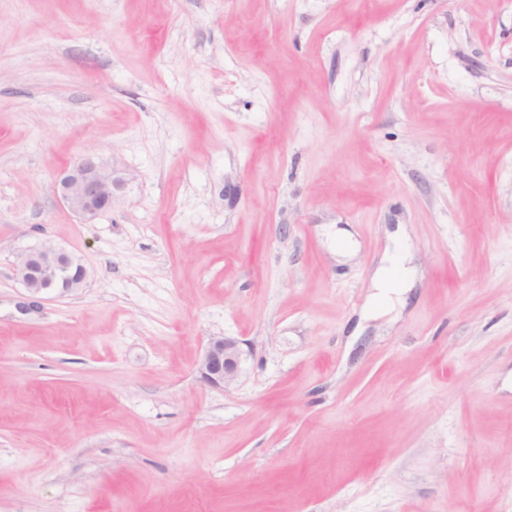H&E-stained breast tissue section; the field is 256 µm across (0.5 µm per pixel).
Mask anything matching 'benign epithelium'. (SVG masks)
<instances>
[{
    "mask_svg": "<svg viewBox=\"0 0 512 512\" xmlns=\"http://www.w3.org/2000/svg\"><path fill=\"white\" fill-rule=\"evenodd\" d=\"M117 188L112 165L95 151L84 153L54 184L62 202L86 221L112 210ZM14 272L31 295L74 293L85 287L89 276L80 257L46 243L20 253ZM242 356L237 339L214 336L199 360L198 372L210 386L225 389L238 378Z\"/></svg>",
    "mask_w": 512,
    "mask_h": 512,
    "instance_id": "7a95c632",
    "label": "benign epithelium"
}]
</instances>
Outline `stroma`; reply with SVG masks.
I'll list each match as a JSON object with an SVG mask.
<instances>
[{"label":"stroma","instance_id":"1","mask_svg":"<svg viewBox=\"0 0 512 512\" xmlns=\"http://www.w3.org/2000/svg\"><path fill=\"white\" fill-rule=\"evenodd\" d=\"M0 512H512V0H0ZM119 184L112 165L95 151H87L55 182L54 190L74 213L86 221L112 209ZM14 272L31 295L74 293L85 287L89 276L80 257L46 243L20 253ZM384 261L392 266L401 267L404 273L402 279H393L386 274V267H381L372 279V287L375 289L373 297L376 303L388 308L400 299L403 289L411 287L415 278V269L410 264L411 257L408 253L387 250ZM240 342L228 336L210 339L198 363L201 378L210 386L226 389L239 376L243 350Z\"/></svg>","mask_w":512,"mask_h":512}]
</instances>
